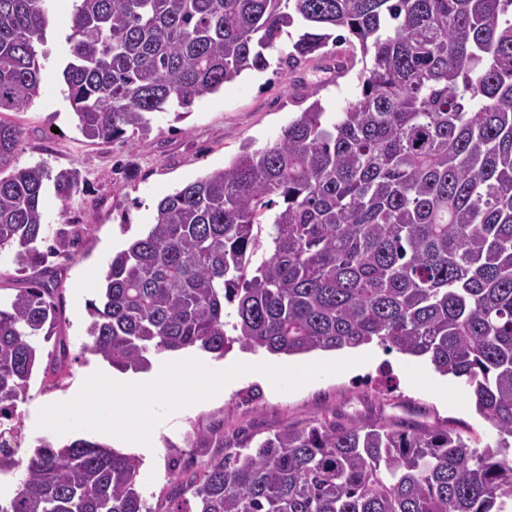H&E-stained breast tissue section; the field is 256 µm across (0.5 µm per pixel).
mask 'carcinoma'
<instances>
[{
  "label": "carcinoma",
  "instance_id": "cac0c4a2",
  "mask_svg": "<svg viewBox=\"0 0 512 512\" xmlns=\"http://www.w3.org/2000/svg\"><path fill=\"white\" fill-rule=\"evenodd\" d=\"M63 70L82 135L112 143L152 116L191 112L245 71L290 70L330 35L372 55L360 96L333 121L320 101L270 145L174 189L155 223L107 264L88 302L85 350L124 371L148 355L238 343L273 355L356 348L426 357L465 379L499 436L479 450L448 430L324 421L172 472L158 510L139 464L98 441L17 442L30 382L70 373L57 332L58 280L45 268L84 228L45 235L46 185L61 205L76 169L13 165L24 128L0 116V252L37 275L0 295V473L17 482L0 512H512V0H74ZM48 0H0V113L44 91ZM269 217L272 253L255 225ZM236 305L228 335L225 304ZM193 448H222L201 432Z\"/></svg>",
  "mask_w": 512,
  "mask_h": 512
}]
</instances>
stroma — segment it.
Segmentation results:
<instances>
[{
    "instance_id": "obj_1",
    "label": "stroma",
    "mask_w": 512,
    "mask_h": 512,
    "mask_svg": "<svg viewBox=\"0 0 512 512\" xmlns=\"http://www.w3.org/2000/svg\"><path fill=\"white\" fill-rule=\"evenodd\" d=\"M52 8L42 70L48 91L28 110L12 116L25 130L17 164L79 170L84 178L82 190L64 206L54 195H47L43 222L50 233L64 223L87 224L91 231L70 255L49 259L62 281L60 329L76 360L55 389H43L40 378L31 380L20 406L18 455L22 458L42 435L37 427L40 409L73 399L86 378L109 371L106 361L83 349L86 304L94 298L112 254L154 223L158 200L223 168L242 147L260 149L274 142L309 106V93H316L329 121L360 94L359 68L341 75L336 72L337 61L349 56V45L331 43L325 55L311 57L293 70L271 67L243 73L217 93L198 100L185 118L171 112L159 114L147 135L101 144L82 136L63 93L71 0H54ZM333 417L344 422L385 419L414 427L448 428L477 439L482 447L497 439L458 379L438 374L424 359L393 351L365 363L361 372L350 369L325 376L292 392L277 391L250 373L240 376L220 396L169 414L157 426L155 447L130 446L126 452L139 462L145 495L154 505L170 490L173 464L185 467L195 462L189 435L220 427L225 444L232 445Z\"/></svg>"
}]
</instances>
